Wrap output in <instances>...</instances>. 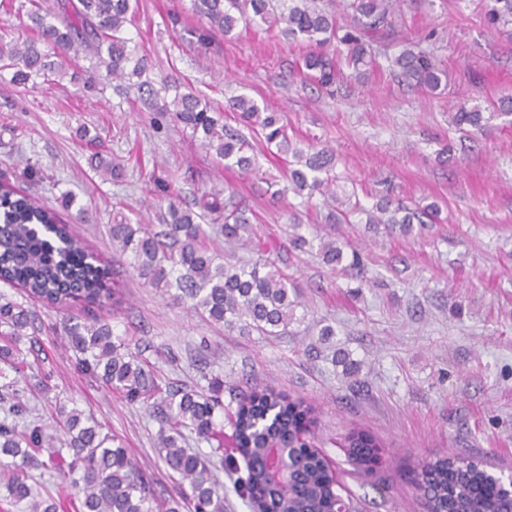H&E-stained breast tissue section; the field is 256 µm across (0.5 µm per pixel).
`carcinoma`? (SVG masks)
<instances>
[{"mask_svg": "<svg viewBox=\"0 0 512 512\" xmlns=\"http://www.w3.org/2000/svg\"><path fill=\"white\" fill-rule=\"evenodd\" d=\"M137 0H22L17 14L27 18L24 33L16 34L0 23V71L10 70V82L26 85L52 75L62 79L82 58L91 61L84 86L110 84L135 76L140 99L158 112H169L191 130L224 165L244 172L256 170L255 155L246 137L228 130L221 114L192 91L178 92L168 101L153 82L144 78L147 59L134 58L124 30L132 4ZM192 10L207 20L196 43L209 47L208 36L217 30L228 36L241 23L264 24L286 40L310 48L304 67L317 71L318 82L329 86L336 72L352 70L360 78L376 64L365 41V29L391 22L404 0H351L359 26L343 30L336 19V0H190ZM486 26L512 38V0H483ZM394 72L401 81L435 91L443 73L434 60L412 49L394 59ZM228 108L259 135V141L275 145L277 152L291 155L288 182L300 195L329 193L336 158L332 150L307 144H291L287 125L279 112H267L245 95L229 98ZM509 118L512 97L497 102L496 111L480 105L458 107L453 122L472 131L483 129L493 118ZM90 166L109 180L122 175V168L98 154ZM167 199L158 221L157 234L147 224L124 220L108 225L112 247L130 257V265L144 283L159 288L176 286L177 302L192 301L199 316L214 324L260 336L277 337L288 331L298 306L294 280L272 258L274 249L257 245L255 260H242L229 253L219 257L207 242L203 224L222 220L220 232L228 244L251 235L247 209L234 195L213 190L197 203V209L182 205L178 193L159 184ZM334 224H349L356 213L368 224H385L389 230L408 234L413 225L433 224L439 207L429 204L410 209L384 196L366 210L360 200L335 198ZM323 262L336 268L342 248L336 239L319 238ZM0 280L25 290L29 299L46 306L71 300L102 305L111 299L107 277L96 258L68 230L55 210L38 206L29 196L8 186L0 188ZM33 327V312L24 304L0 294V500L22 512H61L63 504L42 497L29 483L28 472L43 466L37 453L54 448L47 426L31 418L28 388L8 379L6 369L15 368L20 344ZM62 331L75 353L78 371L102 382L129 402L152 409L159 423L158 447L172 472L176 494L169 497L166 512H224V488L213 472L210 457L182 447L186 434L206 441L216 430L217 413L224 411V383L215 376L206 387L176 388L161 399L156 371L129 343L112 335L101 320L68 321ZM64 438L51 456V468L61 481L82 493L79 512H156L159 509L153 474L143 468L121 443L102 434L92 414L76 406H61ZM28 423L20 428L18 421ZM316 408L301 397L293 398L273 389H255L238 401L233 424L237 447L242 450L246 475L235 489L253 512H358L351 500L339 493L334 463L312 446L305 435L315 426ZM375 441L361 431L345 437L348 460L357 468L371 464ZM416 485L428 512H512V489L481 464L455 453L426 459L417 466Z\"/></svg>", "mask_w": 512, "mask_h": 512, "instance_id": "obj_1", "label": "carcinoma"}]
</instances>
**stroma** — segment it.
Listing matches in <instances>:
<instances>
[{"mask_svg": "<svg viewBox=\"0 0 512 512\" xmlns=\"http://www.w3.org/2000/svg\"><path fill=\"white\" fill-rule=\"evenodd\" d=\"M126 26L137 54L147 55L154 82L168 77L200 92L242 130L228 97L247 95L283 113L290 137L330 145L336 153L337 195L358 194L364 206L388 194L410 208L440 206L439 223L408 236L364 223L328 224L322 196L287 192L283 161L259 155L252 174L224 168L171 115L143 107L136 93L87 89L63 80L33 87L0 72V182L39 205L58 207L62 193L95 218L72 233L108 268L115 301L71 303L66 311L36 307L33 345L24 373L49 374L34 395L38 414L56 402L93 412L155 478L156 493L173 491L157 446L158 422L138 404L78 373L59 331L64 316L111 324L158 370L162 382L224 381L225 397L270 387L318 408L314 443L335 461L343 495L360 512H424L413 481L418 461L448 452L512 472V125L456 130L460 102L489 105L512 96V38L490 34L481 0H405L390 26L371 33L378 66L326 92L305 75V46L272 44L264 25L214 33L196 49L200 22L190 0H139ZM411 47L433 53L448 79L434 92L394 78L388 56ZM125 165L121 181L94 174L91 152ZM37 162L33 181L15 176L19 161ZM193 203L205 191L236 193L256 211L255 231L281 245V265L301 292L287 335L267 338L202 321L164 289L143 284L127 257L115 253L108 226L116 214L146 218L156 181ZM300 223L307 238L331 235L360 265H325L317 250L288 242ZM336 331L318 340L322 326ZM351 430L379 443L373 470L355 469L338 446Z\"/></svg>", "mask_w": 512, "mask_h": 512, "instance_id": "1", "label": "stroma"}]
</instances>
